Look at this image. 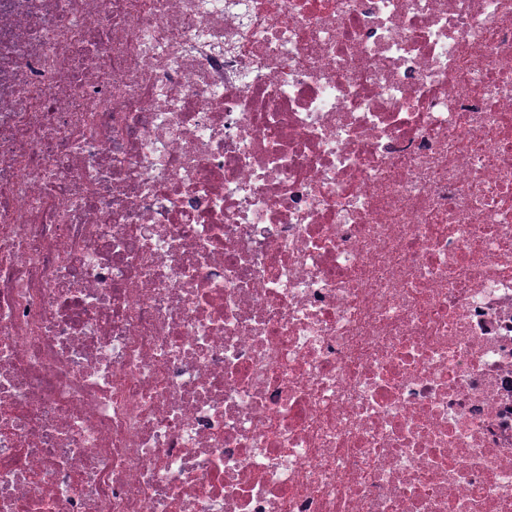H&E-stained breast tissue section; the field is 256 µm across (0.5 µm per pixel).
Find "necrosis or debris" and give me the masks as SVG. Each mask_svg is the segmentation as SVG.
I'll return each mask as SVG.
<instances>
[{
	"instance_id": "1",
	"label": "necrosis or debris",
	"mask_w": 512,
	"mask_h": 512,
	"mask_svg": "<svg viewBox=\"0 0 512 512\" xmlns=\"http://www.w3.org/2000/svg\"><path fill=\"white\" fill-rule=\"evenodd\" d=\"M0 512H512V0H0Z\"/></svg>"
}]
</instances>
